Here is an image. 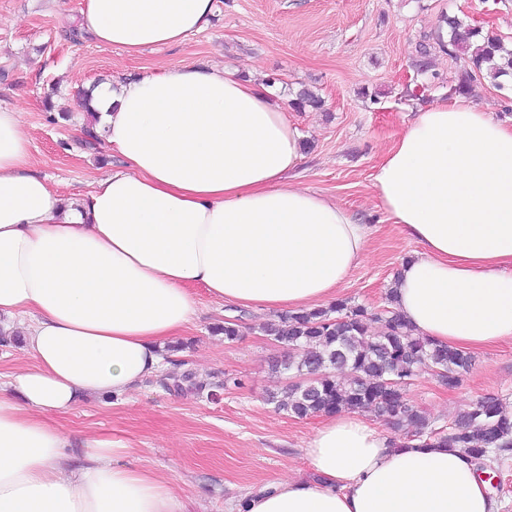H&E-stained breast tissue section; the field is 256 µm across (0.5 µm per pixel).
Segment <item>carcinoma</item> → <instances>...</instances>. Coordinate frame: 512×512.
Wrapping results in <instances>:
<instances>
[{"label":"carcinoma","mask_w":512,"mask_h":512,"mask_svg":"<svg viewBox=\"0 0 512 512\" xmlns=\"http://www.w3.org/2000/svg\"><path fill=\"white\" fill-rule=\"evenodd\" d=\"M440 22L439 28L448 29L443 49L451 57L465 56L466 67L454 93H467L479 78L495 83L512 74V50L500 40L482 35L481 28L465 25L454 16L443 14ZM77 94L88 114L83 146L96 151L103 144L102 135L94 131L98 115L90 107V91L81 88ZM292 105L298 111L318 108L321 99L303 89ZM370 320L380 323L376 335L369 328ZM263 330L288 349V358L271 364L273 373H287L290 379L267 396L279 412L299 419L369 412L394 429L413 427L412 440L461 448L479 465L492 453L512 451V414L495 397L474 401L446 432L432 427L426 414L410 404L406 387L422 369L438 370L440 381L453 389L471 369L473 357L415 334L394 308L371 313L363 305L340 301L325 309L281 315L264 324ZM388 378L400 386H386ZM167 388L200 394L205 385L186 373L171 377Z\"/></svg>","instance_id":"carcinoma-1"}]
</instances>
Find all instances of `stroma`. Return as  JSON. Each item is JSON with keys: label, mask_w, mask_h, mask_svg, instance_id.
<instances>
[{"label": "stroma", "mask_w": 512, "mask_h": 512, "mask_svg": "<svg viewBox=\"0 0 512 512\" xmlns=\"http://www.w3.org/2000/svg\"><path fill=\"white\" fill-rule=\"evenodd\" d=\"M80 0H0V104L17 107L30 139L35 169L68 199L123 169L108 151L81 145L87 115L75 92L133 79L172 65L228 66L270 82L285 99L304 88L319 109H288L302 134L293 182L347 208L372 236L341 300L378 310L386 306L402 262L417 251L381 211L371 175L383 154L415 120L418 107L453 96L464 61L443 52L433 33L441 14L474 23L512 49V0H215L210 24L182 44L147 47L130 55L88 38L72 41ZM428 41L429 74L418 71L419 41ZM494 119L512 121V81H475L466 96ZM199 313L183 335L191 347L174 356L163 377L194 373L218 399L166 389L150 378L112 400L83 399L60 419L79 453L85 440L106 436L132 447L130 464L170 478L191 512H232L245 494L285 477H306L305 450L319 418L295 419L267 404L285 386L270 366L287 353L261 332L271 311L223 305L194 286ZM232 319L241 339L213 333ZM461 384L447 388L430 373L408 386L411 402L433 427H445L479 398L512 406V341L474 351ZM241 380L223 389L225 377Z\"/></svg>", "instance_id": "35a3bbf8"}]
</instances>
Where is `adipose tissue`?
<instances>
[{
  "label": "adipose tissue",
  "mask_w": 512,
  "mask_h": 512,
  "mask_svg": "<svg viewBox=\"0 0 512 512\" xmlns=\"http://www.w3.org/2000/svg\"><path fill=\"white\" fill-rule=\"evenodd\" d=\"M80 26L135 53L205 30L213 0H82ZM127 168L76 202L34 170L17 108L0 105V335L31 365L0 381V512H183L169 480L95 437L81 459L57 418L158 374L165 345L222 302L298 312L335 301L371 230L288 182L299 127L261 83L175 66L94 92ZM383 211L420 250L397 310L465 351L512 341V125L455 99L420 109L372 175ZM314 477L247 494L237 512H500L458 448L391 441L329 415L306 448Z\"/></svg>",
  "instance_id": "ef3b65f1"
}]
</instances>
